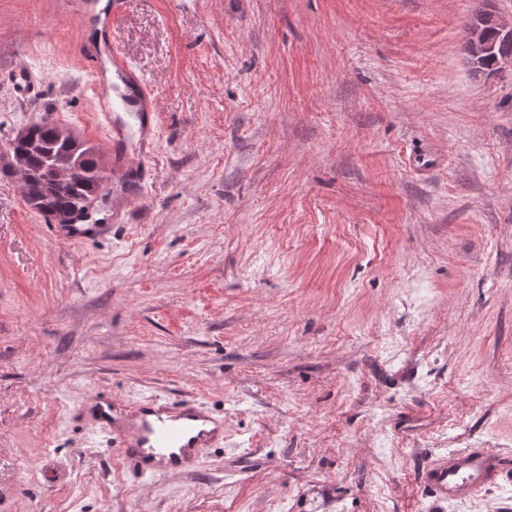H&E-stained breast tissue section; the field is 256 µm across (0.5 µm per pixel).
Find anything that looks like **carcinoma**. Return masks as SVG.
Returning <instances> with one entry per match:
<instances>
[{"instance_id": "carcinoma-1", "label": "carcinoma", "mask_w": 512, "mask_h": 512, "mask_svg": "<svg viewBox=\"0 0 512 512\" xmlns=\"http://www.w3.org/2000/svg\"><path fill=\"white\" fill-rule=\"evenodd\" d=\"M476 28L494 45L493 52L471 50ZM463 50L473 72H494L512 58V34L488 24L487 11L479 10L466 25ZM8 158L25 203L56 224L91 221V206L109 196L112 176L96 149L55 123L40 121L18 131L9 142Z\"/></svg>"}]
</instances>
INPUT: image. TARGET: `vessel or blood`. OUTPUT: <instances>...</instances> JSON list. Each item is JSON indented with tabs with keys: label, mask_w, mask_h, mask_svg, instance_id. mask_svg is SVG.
Returning <instances> with one entry per match:
<instances>
[{
	"label": "vessel or blood",
	"mask_w": 512,
	"mask_h": 512,
	"mask_svg": "<svg viewBox=\"0 0 512 512\" xmlns=\"http://www.w3.org/2000/svg\"><path fill=\"white\" fill-rule=\"evenodd\" d=\"M127 0H72L70 7L87 34L93 90L115 155L113 182L144 184L139 158L155 143V99L144 77L123 57L114 37L115 21ZM59 238L85 242L102 231L98 224H60ZM84 410L95 429L108 435L124 466L139 478L193 472L205 450L224 443L225 420L187 400L123 403L105 394L91 396ZM512 460L478 448L436 459L421 480L442 502L482 492Z\"/></svg>",
	"instance_id": "b4317fda"
}]
</instances>
